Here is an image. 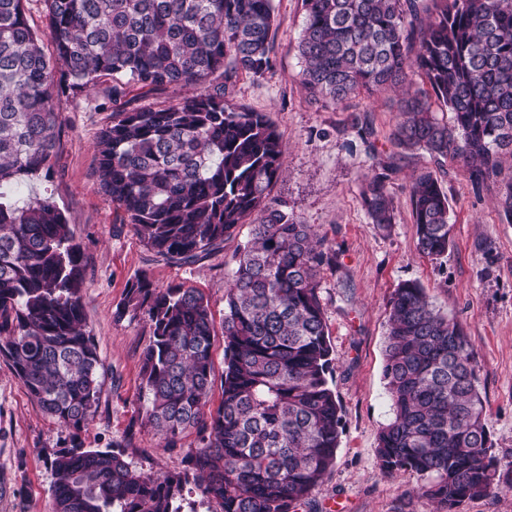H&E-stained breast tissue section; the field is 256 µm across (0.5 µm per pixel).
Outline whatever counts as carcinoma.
<instances>
[{
  "label": "carcinoma",
  "mask_w": 512,
  "mask_h": 512,
  "mask_svg": "<svg viewBox=\"0 0 512 512\" xmlns=\"http://www.w3.org/2000/svg\"><path fill=\"white\" fill-rule=\"evenodd\" d=\"M0 0V358L59 423L81 428L99 404L101 360L83 308V255L48 198L15 200L57 147L55 93H90L112 80V121L97 135L96 180L145 243L188 262L251 226L224 305L222 399L213 385L215 321L195 288L131 283L118 314L143 309L153 339L142 354L145 425L165 444L202 433L188 468H132L121 448H68L49 460L52 512H180L193 482L220 512H296L329 474L343 432L328 376L333 349L318 295L336 254L270 197L284 146L261 112L228 109L240 74L270 66L273 0ZM301 84L337 105L362 92L405 88L392 141L401 154L455 162L478 185L512 158V0H305ZM53 46L46 53L43 40ZM209 85L173 106L129 109L126 82ZM453 114L446 123L436 109ZM362 188L371 223L394 221L393 163ZM422 253L451 244L450 204L436 172L410 186ZM383 376L393 418L376 448L383 474L415 473L436 512H459L501 478L478 369L463 326L424 288L392 293Z\"/></svg>",
  "instance_id": "1"
}]
</instances>
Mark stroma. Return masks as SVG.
<instances>
[{"label":"stroma","mask_w":512,"mask_h":512,"mask_svg":"<svg viewBox=\"0 0 512 512\" xmlns=\"http://www.w3.org/2000/svg\"><path fill=\"white\" fill-rule=\"evenodd\" d=\"M273 6L269 69L237 78L224 103L268 117L285 148L272 196L338 254L323 266L318 294L334 349L330 385L342 405L343 433L334 466L298 512L434 510L417 475L383 476L376 453L392 417L383 378L387 304L406 281L418 282L437 309L462 323L479 368L492 451L506 464L499 486L464 503L461 512H512V221L499 206L502 181L512 171L476 187L453 163L436 165L426 153L396 158L387 181L395 222L386 230L371 224L361 185L378 173V157L393 151L396 99L363 93L331 107L310 98L298 53L304 0H273ZM53 104L61 126L50 168L12 194L51 198L81 245L84 310L98 345L102 388L96 413L77 430L46 415L0 360V512H52L48 462L76 445L125 449L133 467L154 476L184 470L200 437L191 430L169 447L145 426L141 355L152 325L144 312L121 316L117 308L131 281L144 274L160 288L199 290L215 317H223L238 244L250 231L242 226L237 237L192 263L157 254L97 188L95 140L112 119L103 89L87 96L63 91ZM357 116L373 128L371 143L358 135ZM425 168L440 175L452 206V242L438 260L419 251L412 218L409 185Z\"/></svg>","instance_id":"obj_1"}]
</instances>
